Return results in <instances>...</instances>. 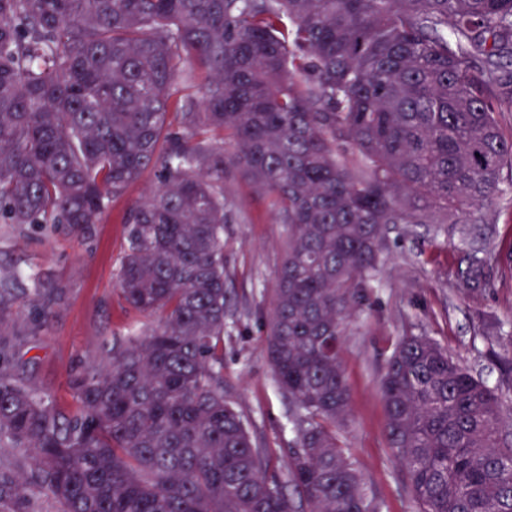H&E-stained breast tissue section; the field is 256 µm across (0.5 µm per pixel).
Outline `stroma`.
<instances>
[{"mask_svg": "<svg viewBox=\"0 0 512 512\" xmlns=\"http://www.w3.org/2000/svg\"><path fill=\"white\" fill-rule=\"evenodd\" d=\"M152 185L150 177L141 178L87 228L0 224V280L27 288L31 273L45 271L60 292L44 329L28 297L15 304L0 331L6 367L64 412L77 406L74 378L101 362L106 342L148 323L124 301L118 268L127 248V212ZM224 197V398L282 470L294 437L291 406L274 381L257 317L269 307L288 227L276 222L267 197L241 176L225 181ZM458 246L440 224L392 226L368 302L345 336L341 358L350 406L340 440L378 512H418L405 469L387 446L380 390L402 336L431 338L512 400V265L496 266L491 288L472 291L456 275Z\"/></svg>", "mask_w": 512, "mask_h": 512, "instance_id": "35a3bbf8", "label": "stroma"}]
</instances>
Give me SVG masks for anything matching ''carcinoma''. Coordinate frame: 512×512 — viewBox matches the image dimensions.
<instances>
[{
    "mask_svg": "<svg viewBox=\"0 0 512 512\" xmlns=\"http://www.w3.org/2000/svg\"><path fill=\"white\" fill-rule=\"evenodd\" d=\"M189 90L168 119L171 92ZM512 0H0V223L87 228L145 174L119 286L161 314L105 349L65 413L0 371V512H376L336 437L343 336L389 224H446L490 286L486 208L512 191ZM233 152L224 153V142ZM288 225L264 316L293 406L289 477L224 400V175ZM41 326L59 291L31 277ZM16 299L0 281V327ZM421 512H512L507 400L426 336L381 377ZM0 470L14 476L27 475L31 471V461L19 448H0Z\"/></svg>",
    "mask_w": 512,
    "mask_h": 512,
    "instance_id": "cac0c4a2",
    "label": "carcinoma"
}]
</instances>
